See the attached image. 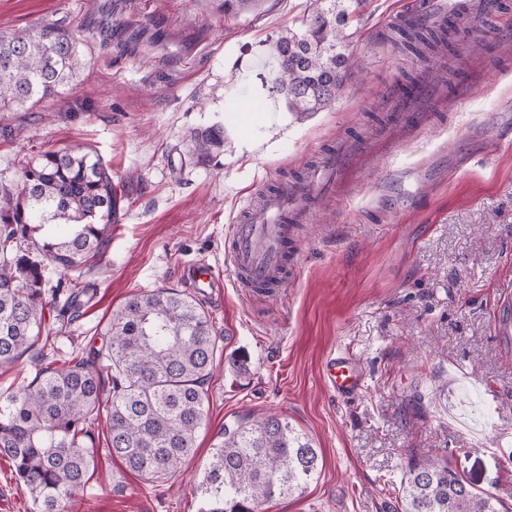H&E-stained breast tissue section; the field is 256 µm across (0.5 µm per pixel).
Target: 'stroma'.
Here are the masks:
<instances>
[{"instance_id":"stroma-1","label":"stroma","mask_w":512,"mask_h":512,"mask_svg":"<svg viewBox=\"0 0 512 512\" xmlns=\"http://www.w3.org/2000/svg\"><path fill=\"white\" fill-rule=\"evenodd\" d=\"M403 0H370L353 60L361 81L335 108L295 119L262 66L277 34L300 27L311 0H266L224 18L213 0H0V33L68 28L86 66L63 94L0 112V181L47 149H96L123 194L111 241L82 280L81 317H48L44 347L0 368V395L35 366L99 349L113 310L155 288H182L185 265L211 264L224 288L203 300L220 351L197 452L155 482L105 453L73 512H200L201 470L225 424L276 413L320 448L305 492L258 512H401L410 462L439 456L512 508V28L493 23L483 53L446 103L357 180L322 198L288 242V281L237 285L224 237L249 197L376 137L398 80L430 78L414 55L378 44ZM224 126L207 166L192 130ZM349 356L363 387L336 396L322 365ZM246 360L247 374L236 361Z\"/></svg>"}]
</instances>
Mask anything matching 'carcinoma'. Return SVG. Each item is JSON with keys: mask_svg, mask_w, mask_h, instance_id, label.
Masks as SVG:
<instances>
[{"mask_svg": "<svg viewBox=\"0 0 512 512\" xmlns=\"http://www.w3.org/2000/svg\"><path fill=\"white\" fill-rule=\"evenodd\" d=\"M264 0H218L226 17L255 15ZM302 27L273 41L278 70L272 91L298 118L333 108L354 76L349 52L368 0H313ZM455 21L405 16L381 35L419 55L446 54L466 32ZM82 68L66 29L0 33V112L34 107L72 82ZM193 155L208 165L224 152V126L190 134ZM115 211L112 172L94 149L45 151L26 162L21 184L0 183V366L40 340L45 312L72 320L83 306L80 278H67L103 252ZM64 275L49 285L47 267ZM105 343L91 358L43 367L16 391L0 395V457L34 512H69L95 470V424L105 418L107 451L147 480L174 475L196 453L219 351L210 316L192 296L156 288L112 312ZM312 439L275 415L224 425L200 475L204 512H257L274 498L301 494L317 473ZM402 512H500L448 462L411 463L399 487Z\"/></svg>", "mask_w": 512, "mask_h": 512, "instance_id": "1", "label": "carcinoma"}]
</instances>
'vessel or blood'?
<instances>
[{"instance_id": "b4317fda", "label": "vessel or blood", "mask_w": 512, "mask_h": 512, "mask_svg": "<svg viewBox=\"0 0 512 512\" xmlns=\"http://www.w3.org/2000/svg\"><path fill=\"white\" fill-rule=\"evenodd\" d=\"M336 168L335 161H328L323 169L307 181L304 195H297L282 187L268 193L255 207L245 208L233 224L225 253L233 276L240 285L254 284L270 278L285 282L284 243L288 238V219L306 217L307 200L319 199ZM184 281L196 293L210 296L221 283L210 264L198 262L184 268ZM323 377L337 396H355L361 386L348 358L330 355L323 363Z\"/></svg>"}]
</instances>
